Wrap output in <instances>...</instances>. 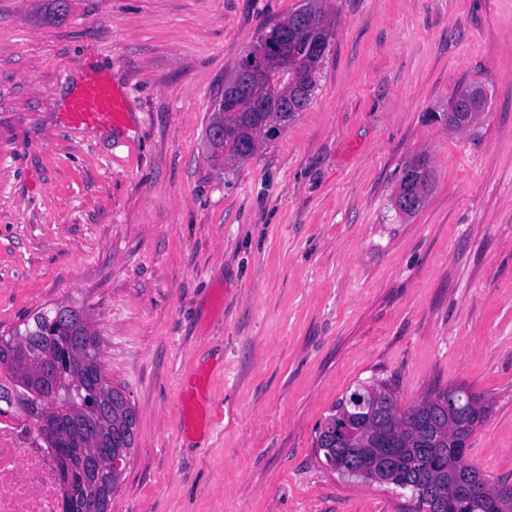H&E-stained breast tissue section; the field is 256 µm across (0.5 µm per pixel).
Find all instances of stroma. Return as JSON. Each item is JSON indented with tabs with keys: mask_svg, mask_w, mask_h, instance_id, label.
<instances>
[{
	"mask_svg": "<svg viewBox=\"0 0 512 512\" xmlns=\"http://www.w3.org/2000/svg\"><path fill=\"white\" fill-rule=\"evenodd\" d=\"M307 0H0V332L68 306L138 421L111 512H411L314 444L361 383L491 410L467 458L512 484V0H328L310 104L243 161L205 136ZM121 124L62 115L87 74ZM484 88L479 124L439 113ZM431 186L413 216L404 164ZM208 382L209 426L180 393ZM430 169L425 158H417L410 161L403 169L400 180V194L396 200V206L403 214H413L424 203L425 196L430 186ZM412 196L416 199L413 206L406 205L404 198Z\"/></svg>",
	"mask_w": 512,
	"mask_h": 512,
	"instance_id": "obj_1",
	"label": "stroma"
}]
</instances>
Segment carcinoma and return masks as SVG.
I'll use <instances>...</instances> for the list:
<instances>
[{"label":"carcinoma","mask_w":512,"mask_h":512,"mask_svg":"<svg viewBox=\"0 0 512 512\" xmlns=\"http://www.w3.org/2000/svg\"><path fill=\"white\" fill-rule=\"evenodd\" d=\"M324 0H309L273 25L241 60L224 86V98L210 122L224 120V135L207 137L212 157L245 160L263 141L309 104L316 82H299L304 74H316L330 38L334 35ZM282 50L288 68L268 69L271 56ZM268 110L249 111L247 89L255 76ZM485 106L478 87L457 92L443 120L454 131L468 130L479 120L471 103ZM430 186V169L421 157L403 169L396 206L406 215L419 210ZM27 337L25 349L11 345V337ZM85 336L97 345L98 334L86 316L55 322L53 316L37 313L24 329L11 331L0 342V416L21 410L38 426L49 447L60 454L65 485L66 512H82L80 497L88 485L101 491V508L110 509L119 476L106 478L101 464L91 465L89 449L119 448L132 455L137 413L127 398L112 399L114 386L93 353L77 351L72 337ZM62 362L58 377L65 384L81 385L102 410H77L62 399H52L41 386L25 384L26 374L53 362ZM353 394L340 399L317 430L315 446L323 455L336 449L327 464L339 473L363 482L394 485L411 493L414 512H512V496L500 493L504 483L493 482L463 456L465 445L482 425L490 407L463 386L455 387L456 406L448 408V391H438L401 408L384 384H361ZM386 439L394 444L378 447ZM483 488L484 494L467 500L458 495L466 486Z\"/></svg>","instance_id":"cac0c4a2"}]
</instances>
